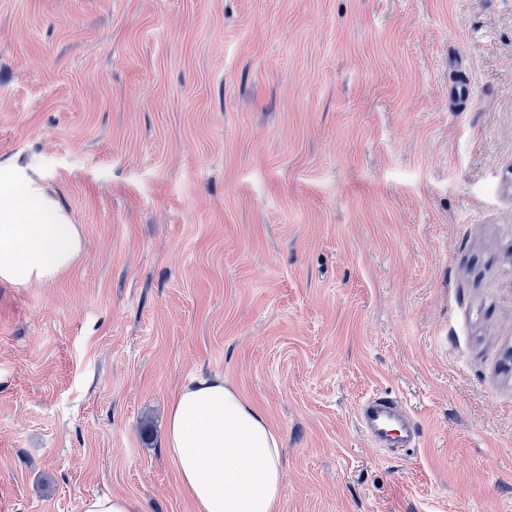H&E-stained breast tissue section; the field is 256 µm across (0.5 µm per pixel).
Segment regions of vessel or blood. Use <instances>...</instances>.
Here are the masks:
<instances>
[{"label":"vessel or blood","mask_w":512,"mask_h":512,"mask_svg":"<svg viewBox=\"0 0 512 512\" xmlns=\"http://www.w3.org/2000/svg\"><path fill=\"white\" fill-rule=\"evenodd\" d=\"M456 110L466 111L471 105L470 80L459 73L450 92ZM358 421L363 432L382 448H415L422 440V432L403 404L383 393L365 399L358 410Z\"/></svg>","instance_id":"1"}]
</instances>
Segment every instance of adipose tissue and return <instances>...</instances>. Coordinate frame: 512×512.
<instances>
[{"mask_svg":"<svg viewBox=\"0 0 512 512\" xmlns=\"http://www.w3.org/2000/svg\"><path fill=\"white\" fill-rule=\"evenodd\" d=\"M60 203L35 181L0 168V281L48 282L82 253ZM282 439L223 375H197L168 407L164 452L196 512H277Z\"/></svg>","mask_w":512,"mask_h":512,"instance_id":"obj_1","label":"adipose tissue"}]
</instances>
